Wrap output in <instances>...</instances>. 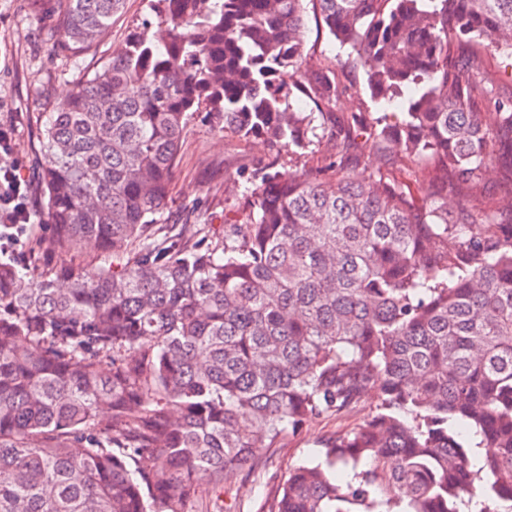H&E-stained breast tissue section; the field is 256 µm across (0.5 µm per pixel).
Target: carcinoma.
<instances>
[{
  "label": "carcinoma",
  "instance_id": "carcinoma-1",
  "mask_svg": "<svg viewBox=\"0 0 512 512\" xmlns=\"http://www.w3.org/2000/svg\"><path fill=\"white\" fill-rule=\"evenodd\" d=\"M399 124L334 131L325 164L251 180L213 241L164 224L187 126L305 155L348 91L303 60V0H151L162 38L125 47L50 104L36 225L0 258V512H211L224 472L264 465L309 422L375 411L291 470L260 512H501L512 503V189L477 219L385 174L426 159L470 191L512 158V92L485 122V50H512V0H312ZM124 0H61L77 58ZM464 45L456 70L452 45ZM315 108L304 112L293 92ZM374 136L380 166L348 155Z\"/></svg>",
  "mask_w": 512,
  "mask_h": 512
}]
</instances>
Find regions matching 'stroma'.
<instances>
[{"label": "stroma", "mask_w": 512, "mask_h": 512, "mask_svg": "<svg viewBox=\"0 0 512 512\" xmlns=\"http://www.w3.org/2000/svg\"><path fill=\"white\" fill-rule=\"evenodd\" d=\"M304 55L310 65H331L347 58V51L322 25L316 4H305ZM58 0H0V122L14 128V160L30 181L32 212L42 203L38 190L42 155L37 139L39 116L50 99H64L75 82L119 51L129 32L152 20L150 0H125L112 19V33L96 49L73 60L52 50L49 32L58 15ZM348 92L333 107L340 120L360 116L375 122L381 116L400 118L406 98L384 107L375 104L361 69L344 68ZM271 156L268 146L233 133L211 131L201 122L188 127L172 177L171 196L164 214L166 223L209 225L214 236H223L230 224L249 212L245 190L227 191V184L254 172ZM402 181L425 190L432 182L447 184L448 208L464 203L463 191L448 185V175L425 162H405L394 170ZM368 398L351 411L311 421L299 433L288 435L279 447L264 450L265 466L247 473L230 472L224 479L223 512H259L264 498L285 484L296 465L315 459L326 440L357 427L375 409Z\"/></svg>", "instance_id": "stroma-1"}]
</instances>
